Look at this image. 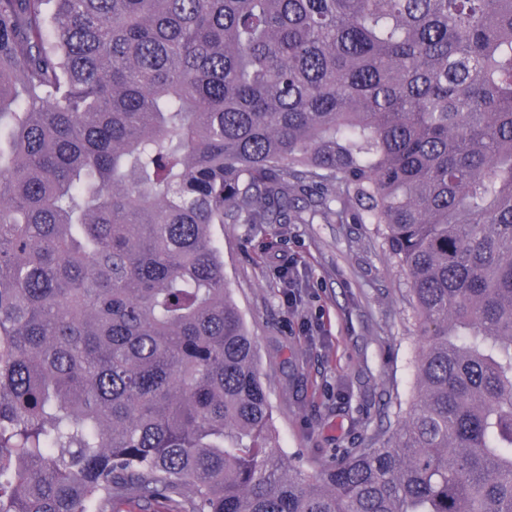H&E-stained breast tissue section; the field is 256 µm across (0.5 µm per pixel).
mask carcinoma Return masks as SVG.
Here are the masks:
<instances>
[{
    "label": "carcinoma",
    "instance_id": "cac0c4a2",
    "mask_svg": "<svg viewBox=\"0 0 512 512\" xmlns=\"http://www.w3.org/2000/svg\"><path fill=\"white\" fill-rule=\"evenodd\" d=\"M376 224L402 422L276 451L216 224ZM512 512V0H0V512Z\"/></svg>",
    "mask_w": 512,
    "mask_h": 512
}]
</instances>
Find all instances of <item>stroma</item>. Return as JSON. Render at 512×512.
<instances>
[{"mask_svg":"<svg viewBox=\"0 0 512 512\" xmlns=\"http://www.w3.org/2000/svg\"><path fill=\"white\" fill-rule=\"evenodd\" d=\"M256 344L280 453L303 468L401 422L418 338L405 279L371 224L215 225Z\"/></svg>","mask_w":512,"mask_h":512,"instance_id":"35a3bbf8","label":"stroma"}]
</instances>
